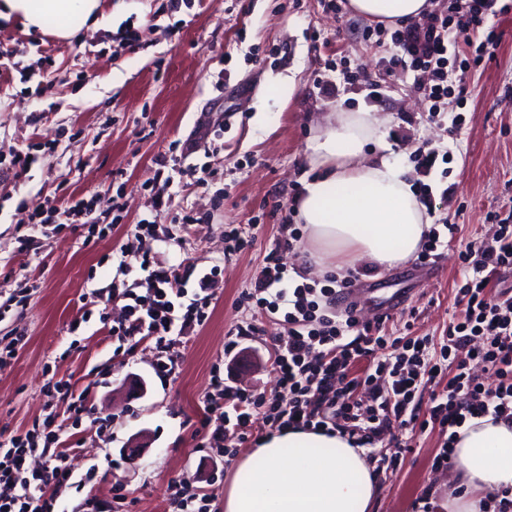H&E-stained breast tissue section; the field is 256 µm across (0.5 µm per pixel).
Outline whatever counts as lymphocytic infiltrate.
Masks as SVG:
<instances>
[{
	"instance_id": "f902f5d3",
	"label": "lymphocytic infiltrate",
	"mask_w": 512,
	"mask_h": 512,
	"mask_svg": "<svg viewBox=\"0 0 512 512\" xmlns=\"http://www.w3.org/2000/svg\"><path fill=\"white\" fill-rule=\"evenodd\" d=\"M500 0H450L433 8L421 22L376 23L364 28V39L389 42L386 76L412 73L429 116L442 112L448 98V51L473 49L475 60L489 54L499 36L491 21L506 13ZM470 59V60H473ZM470 60L461 59V66ZM151 210L134 226V241L113 249L112 260L124 283L91 293L92 303L115 305L120 315L111 332L120 342L151 339L153 374L165 379L175 373L177 339L195 335L218 299L215 274L184 263L154 260L157 217L172 203L166 186L150 187ZM288 241L275 240L240 301L268 318L284 322L287 337L275 338L268 353L278 374L273 395L235 385L232 378L212 373L204 391L205 445L212 465L233 457L224 446L231 437L246 441L255 418L269 432L323 430L347 437L351 446L373 448L387 433L405 436L404 450L429 427H439L446 440L433 458L438 470H448L457 430L472 419L492 417L512 424V292L488 293L499 271L512 266V222L494 224L486 237L459 252L457 302L461 318L446 329L439 355H431L428 337L386 333L383 321L364 322L351 311L336 309L338 291L352 288L357 274L335 285L294 283L283 260ZM361 375H352L356 364ZM482 364L488 381L472 371ZM448 376L442 389L438 377ZM47 409L32 429L10 436L0 454V512H57L58 490L69 485L73 471L61 450V426L56 399L67 402L75 420L89 419L97 433L108 430L107 419L93 414L87 393L73 394L59 381L47 392ZM44 458V470H31L32 457ZM175 512H215L210 495L199 492L192 475L169 484Z\"/></svg>"
}]
</instances>
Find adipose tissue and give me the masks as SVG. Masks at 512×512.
I'll return each instance as SVG.
<instances>
[{
    "instance_id": "1",
    "label": "adipose tissue",
    "mask_w": 512,
    "mask_h": 512,
    "mask_svg": "<svg viewBox=\"0 0 512 512\" xmlns=\"http://www.w3.org/2000/svg\"><path fill=\"white\" fill-rule=\"evenodd\" d=\"M380 20L420 17L427 0H350ZM122 0H0V18L67 42L82 27L110 24ZM376 154L365 151L368 143ZM322 176L304 185L297 211L317 264L393 267L411 256L429 227L404 168L385 150L372 112H333L309 141ZM462 489L446 512H483L487 497L512 493V426L481 418L460 428L452 453ZM377 477L360 449L339 435L289 431L265 438L242 458L224 491V512H372Z\"/></svg>"
}]
</instances>
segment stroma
I'll list each match as a JSON object with an SVG mask.
<instances>
[{"label": "stroma", "mask_w": 512, "mask_h": 512, "mask_svg": "<svg viewBox=\"0 0 512 512\" xmlns=\"http://www.w3.org/2000/svg\"><path fill=\"white\" fill-rule=\"evenodd\" d=\"M368 23L349 9L334 14L325 0H186L175 10L166 0H126L110 26L82 29L68 44L26 32L17 19H0V52L19 64L0 78V305L20 287L28 289L24 309L0 321V337L26 341L17 358L0 367V435L31 428L43 415L49 382L62 378L74 392H88L94 412L114 418L108 438L97 437L88 423L66 420L62 439L72 467L91 478L60 491L62 512H78L89 495L111 499L117 481L125 489V512H171L168 483L184 473L223 504L234 468L214 470L209 449L200 445L203 392L224 357L228 331L251 318L237 304L241 292L273 240L301 225L288 205L320 173L306 146L325 113H377L409 180L417 174L407 141L395 136L399 130L446 154L429 182L437 190L454 187L430 217L458 227L440 259L425 269L410 259L364 277L352 292L362 316L375 317L390 297L403 295L406 310L393 315L388 332L402 334L410 320L412 335L437 344L460 316L458 254L488 235L490 214L512 200V11L496 18L499 42L491 58L467 70L464 97L449 96L446 112L433 121L411 79L383 83L372 102L366 90L350 88L330 71L346 56L378 80L379 60L390 49L363 39ZM25 68L43 69L44 82L25 81ZM320 74L331 94L315 87ZM219 112L226 115L223 128L213 129L207 150L189 161L220 170V179L199 185L179 175L177 165L163 169L173 178L174 200L162 226L188 212L205 218L167 251L200 269L219 266L221 299L198 335L177 344L180 365L162 382L149 367V343L117 352L95 314L76 331L68 325L81 314L83 293L111 287L107 256L146 214L144 185L161 170L157 158L172 143H185L205 115ZM54 139L65 151L39 153L25 174L12 166V154ZM60 186L74 198H96L101 209L120 201L113 226L92 232L69 224L39 237L37 254L19 255L17 239L28 232L20 201L37 194L54 199ZM234 227L250 229L254 242L228 255L224 231ZM264 327L235 376L239 386L271 394L277 376L266 348L287 328L269 320ZM444 440L435 429L417 437L409 453L399 452L394 439L379 443L377 455L398 456L399 463L377 474L375 512H415L420 497L454 496L452 472L432 467Z\"/></svg>", "instance_id": "1"}]
</instances>
